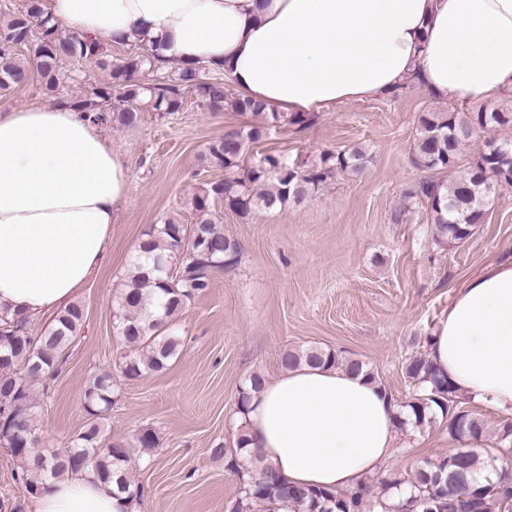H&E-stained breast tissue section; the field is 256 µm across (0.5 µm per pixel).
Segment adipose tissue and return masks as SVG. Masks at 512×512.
<instances>
[{"instance_id":"obj_1","label":"adipose tissue","mask_w":512,"mask_h":512,"mask_svg":"<svg viewBox=\"0 0 512 512\" xmlns=\"http://www.w3.org/2000/svg\"><path fill=\"white\" fill-rule=\"evenodd\" d=\"M68 29L143 37L163 59L224 71L269 112H322L413 82L443 100L512 97V0H51ZM126 156L73 107L0 110V310L66 307L106 262L129 189ZM428 358L459 394L512 414V261L472 276ZM404 411L365 374L300 366L252 393L250 447L291 484L356 490L382 474ZM32 512H128L84 470L41 483Z\"/></svg>"}]
</instances>
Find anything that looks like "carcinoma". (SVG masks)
<instances>
[{"mask_svg": "<svg viewBox=\"0 0 512 512\" xmlns=\"http://www.w3.org/2000/svg\"><path fill=\"white\" fill-rule=\"evenodd\" d=\"M4 9L10 19L0 27L1 94L28 81V67L19 56L30 52L50 97L58 92L65 64L74 72L87 63L108 71L109 83L92 85L72 101V107L84 117L105 127L136 128L146 112L170 118L183 111L189 94L209 112L230 108L252 119L247 127L227 130L208 145L200 155L201 164L224 172V176L197 188L189 201L191 222L170 214L143 232L140 252L123 278L115 328L126 353L119 371L129 381L160 373L176 359L182 346L176 327L179 313L211 288L220 271L219 262L232 266L239 260V244L224 235L220 224L222 211L247 220L260 211L298 205L318 193L333 176L363 172L370 157L360 147L324 150L299 167L282 155L266 154L245 168L250 145L277 127L305 130L314 122L313 115L266 112L261 104L233 97L224 78L202 62L166 70L155 49L144 41H119L118 45L129 49L115 58L100 40L63 33L42 0H27L22 10L12 11L7 4ZM507 129H512V109L498 106L474 114L457 109L426 112L420 117L412 163L417 168L446 171L448 178L419 183L408 194L407 207H426L436 241L459 244L470 239L484 222L497 188L512 186V161L500 160L489 149L476 152L467 164H461L466 147L475 144L476 132ZM85 321L83 306L72 304L36 338L26 323L7 312L0 314V355H9L8 360L0 361V415L11 414L20 421L21 435L10 451L22 463L19 478L28 494L36 493L44 477L91 468L102 480L113 482L134 506L141 491L129 472L130 449L108 440L104 429L112 405L109 371L92 377L85 387L87 422L82 430L65 448L47 452L46 461L37 459L40 437L35 418L39 402L34 392L59 372L65 352ZM302 364L336 365L374 378L363 361L342 357L330 349L306 346L281 352V368ZM405 375L414 390L403 407L412 411L414 428L422 431L438 422L447 423L448 435L458 443L453 452L426 459L409 481L394 474L380 480L376 491L363 484L355 492L334 493L280 480L263 466L264 455L247 447V438L241 433L230 464L240 486L228 512H276L285 502L291 512H429L430 506L443 512H512V421L502 426L498 446L486 445L483 422L460 406L455 387L426 356L410 358ZM263 381L260 373L250 375L239 393V412L246 410L251 392ZM157 443L155 432L149 428L133 435L136 448L149 450ZM492 449L506 462L497 481L471 485L472 470Z\"/></svg>", "mask_w": 512, "mask_h": 512, "instance_id": "carcinoma-1", "label": "carcinoma"}]
</instances>
